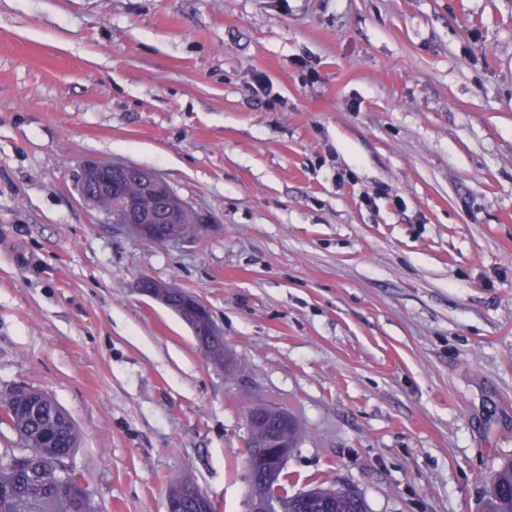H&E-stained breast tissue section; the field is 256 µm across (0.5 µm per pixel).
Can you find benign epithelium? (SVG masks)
Instances as JSON below:
<instances>
[{
	"label": "benign epithelium",
	"instance_id": "1",
	"mask_svg": "<svg viewBox=\"0 0 512 512\" xmlns=\"http://www.w3.org/2000/svg\"><path fill=\"white\" fill-rule=\"evenodd\" d=\"M129 173L137 175L143 193L157 201L158 208L145 209L139 203L119 195L114 179ZM78 192L84 201L94 207L103 220L110 224H122L139 239L157 245L184 240V225H197L203 230L205 224L197 223L196 211L179 196L169 183L155 170L131 163L108 160H88L81 169ZM139 293L172 309L178 310L181 319L192 327V332L208 337L220 344L221 333L209 320L206 306L194 295L161 283L148 275L139 280ZM262 458L268 463L261 484L251 483V512H277L286 499L271 494L278 489L280 472L285 469L289 450L282 446L276 436L268 440V447L260 449Z\"/></svg>",
	"mask_w": 512,
	"mask_h": 512
}]
</instances>
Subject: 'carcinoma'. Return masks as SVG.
I'll return each mask as SVG.
<instances>
[{"instance_id":"obj_1","label":"carcinoma","mask_w":512,"mask_h":512,"mask_svg":"<svg viewBox=\"0 0 512 512\" xmlns=\"http://www.w3.org/2000/svg\"><path fill=\"white\" fill-rule=\"evenodd\" d=\"M57 415H35L15 405L0 402V418L7 421L20 439V453L0 456V512H96L80 473L65 465L78 443L77 429L61 408ZM249 436L242 455L252 476L260 478L265 469L252 463L254 448L267 442L270 422H284L282 437L295 445L299 425L287 411L269 404L250 409ZM482 512H512V461L496 471ZM319 489L307 497H288V512H320ZM336 512H369L363 497L350 498L343 488L336 489Z\"/></svg>"}]
</instances>
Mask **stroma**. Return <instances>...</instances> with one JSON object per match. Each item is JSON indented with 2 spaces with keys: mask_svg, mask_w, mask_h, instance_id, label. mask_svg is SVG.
I'll use <instances>...</instances> for the list:
<instances>
[{
  "mask_svg": "<svg viewBox=\"0 0 512 512\" xmlns=\"http://www.w3.org/2000/svg\"><path fill=\"white\" fill-rule=\"evenodd\" d=\"M159 172L209 231L79 196ZM192 293L224 362L142 296ZM71 416L99 512H247L246 414L370 512H479L512 460V0H0V392ZM129 173L137 175L143 193L148 194L157 201V209H144L138 202L128 197L122 198L116 191L117 185L113 176L117 179L125 177ZM128 178L124 186V192L128 196H141L139 184ZM78 192L84 201L94 207L103 220L108 224H123L132 234L150 244H170L185 241V226L197 225L202 232L206 223H197L198 214L181 196H179L169 183L155 170L131 163H118L108 160H87L81 169L78 182ZM122 199L119 204L116 199ZM146 207H153L154 202L146 197H138ZM168 224V230L163 236L156 231V226ZM173 224L174 227L171 228ZM195 226L187 229V238L192 239L199 235Z\"/></svg>",
  "mask_w": 512,
  "mask_h": 512,
  "instance_id": "obj_1",
  "label": "stroma"
}]
</instances>
